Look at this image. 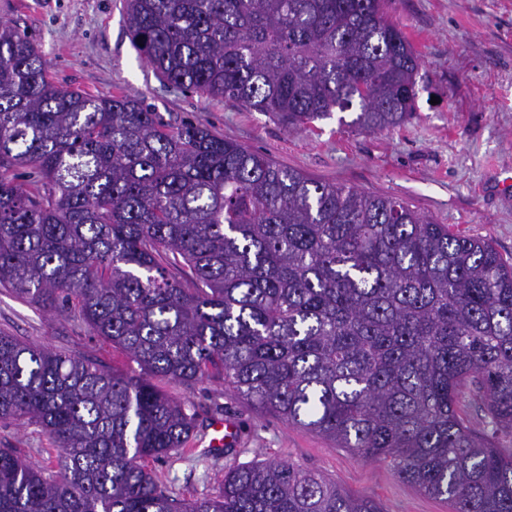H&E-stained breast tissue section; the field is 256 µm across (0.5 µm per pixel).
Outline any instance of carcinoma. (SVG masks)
<instances>
[{
    "mask_svg": "<svg viewBox=\"0 0 512 512\" xmlns=\"http://www.w3.org/2000/svg\"><path fill=\"white\" fill-rule=\"evenodd\" d=\"M387 0H124L171 85L301 129L415 114L421 62ZM0 287L121 348L128 374L0 332V512H385L280 461L186 499L144 465L196 443L154 379H224L450 512H512V258L401 200L314 180L138 98L50 77L0 21ZM0 448H17L34 465L57 470V451L36 425L0 421Z\"/></svg>",
    "mask_w": 512,
    "mask_h": 512,
    "instance_id": "cac0c4a2",
    "label": "carcinoma"
}]
</instances>
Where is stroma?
I'll use <instances>...</instances> for the list:
<instances>
[{"label": "stroma", "instance_id": "stroma-1", "mask_svg": "<svg viewBox=\"0 0 512 512\" xmlns=\"http://www.w3.org/2000/svg\"><path fill=\"white\" fill-rule=\"evenodd\" d=\"M386 11L422 60L414 117L377 133L352 127V113L291 131L264 112L184 91L158 79L133 48L122 0H0V20L24 30L60 85L93 95L144 99L165 120H190L259 151L277 164L322 181L392 196L456 233L491 239L512 257V0H389ZM0 331L108 369L138 367L111 343L0 289ZM159 386L195 415L202 431L232 422L236 446L221 455L147 461L179 497L214 492L234 466L285 461L318 471L386 512H448L398 480L383 463L262 413L215 378L187 388ZM0 448L56 468L57 453L34 425L0 421Z\"/></svg>", "mask_w": 512, "mask_h": 512}]
</instances>
